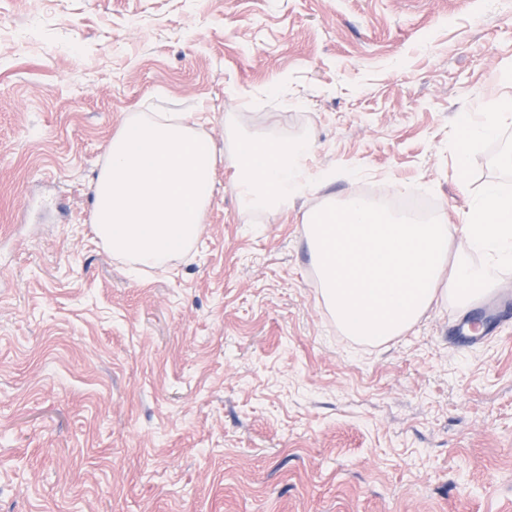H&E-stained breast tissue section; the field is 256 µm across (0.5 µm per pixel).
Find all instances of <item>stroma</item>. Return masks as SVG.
<instances>
[{
    "label": "stroma",
    "mask_w": 512,
    "mask_h": 512,
    "mask_svg": "<svg viewBox=\"0 0 512 512\" xmlns=\"http://www.w3.org/2000/svg\"><path fill=\"white\" fill-rule=\"evenodd\" d=\"M512 0H0V512H512V336L432 306L365 345L305 212L375 181L459 224L451 125L512 97ZM206 109L221 160L174 273L95 236L136 112ZM336 180L241 210L224 117Z\"/></svg>",
    "instance_id": "1"
}]
</instances>
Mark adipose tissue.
Here are the masks:
<instances>
[{
	"mask_svg": "<svg viewBox=\"0 0 512 512\" xmlns=\"http://www.w3.org/2000/svg\"><path fill=\"white\" fill-rule=\"evenodd\" d=\"M224 125L243 209L284 211L289 202L320 192L336 179L333 170L309 169L314 151L309 135H253L239 131L232 120H225Z\"/></svg>",
	"mask_w": 512,
	"mask_h": 512,
	"instance_id": "1",
	"label": "adipose tissue"
}]
</instances>
